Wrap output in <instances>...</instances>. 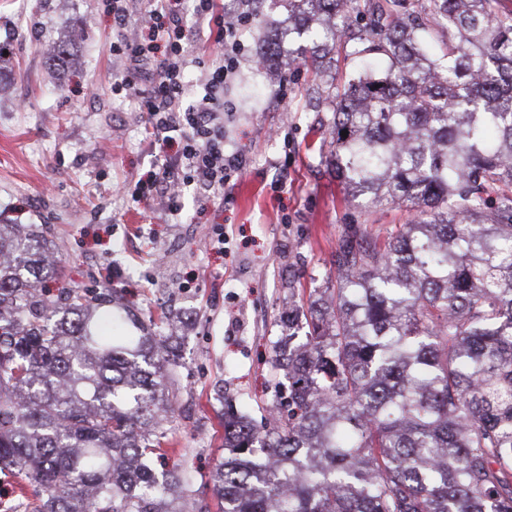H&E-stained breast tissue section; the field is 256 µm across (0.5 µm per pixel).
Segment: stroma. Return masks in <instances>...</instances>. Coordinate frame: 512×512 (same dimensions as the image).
Instances as JSON below:
<instances>
[{"label": "stroma", "mask_w": 512, "mask_h": 512, "mask_svg": "<svg viewBox=\"0 0 512 512\" xmlns=\"http://www.w3.org/2000/svg\"><path fill=\"white\" fill-rule=\"evenodd\" d=\"M115 37L110 0H0V224L43 226L60 270L50 289L111 288L146 318L191 313L188 325L166 329L182 355L168 384L167 458L191 467L210 505L224 411L260 423L288 391L270 357L289 309L335 279L347 225L381 241L406 214L345 201L328 145L311 143L312 129L332 119L326 84L350 62L320 77L306 65L285 77L258 71L255 29L224 88L226 148L247 157L234 187L203 207L185 195L176 221L160 200L133 202L159 147L139 89L113 88L129 68L112 54ZM60 42L74 56L50 66L46 50Z\"/></svg>", "instance_id": "35a3bbf8"}]
</instances>
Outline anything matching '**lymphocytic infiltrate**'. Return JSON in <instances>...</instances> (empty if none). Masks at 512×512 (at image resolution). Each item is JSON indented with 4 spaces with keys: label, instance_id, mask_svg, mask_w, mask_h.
I'll return each mask as SVG.
<instances>
[{
    "label": "lymphocytic infiltrate",
    "instance_id": "obj_1",
    "mask_svg": "<svg viewBox=\"0 0 512 512\" xmlns=\"http://www.w3.org/2000/svg\"><path fill=\"white\" fill-rule=\"evenodd\" d=\"M143 16L149 38H126L129 14L122 0H112V19L122 36L112 45L113 54L126 57L132 67L116 82V89L133 85L141 76L142 65L152 74L141 95V109L149 117L158 144H166L177 134L179 150L175 157L160 156L159 170L134 190L138 199L162 197L168 215L183 210L184 190L193 191L199 202L229 188L234 177L247 164L242 154L227 151L224 143V86L237 73L242 60L241 34L251 22L247 4H239L234 19L226 21L214 14V0H193L192 10L174 6L173 0H148ZM217 27L219 60L207 74L202 95L190 96L185 71L192 61L188 30Z\"/></svg>",
    "mask_w": 512,
    "mask_h": 512
}]
</instances>
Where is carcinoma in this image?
<instances>
[{
	"mask_svg": "<svg viewBox=\"0 0 512 512\" xmlns=\"http://www.w3.org/2000/svg\"><path fill=\"white\" fill-rule=\"evenodd\" d=\"M264 69L355 61L331 83L328 164L410 219L351 224L336 286L272 365L268 427L224 416L220 512H512V10L503 0H280ZM36 224H0V472L32 512H208L169 442L166 322L39 288Z\"/></svg>",
	"mask_w": 512,
	"mask_h": 512,
	"instance_id": "1",
	"label": "carcinoma"
}]
</instances>
